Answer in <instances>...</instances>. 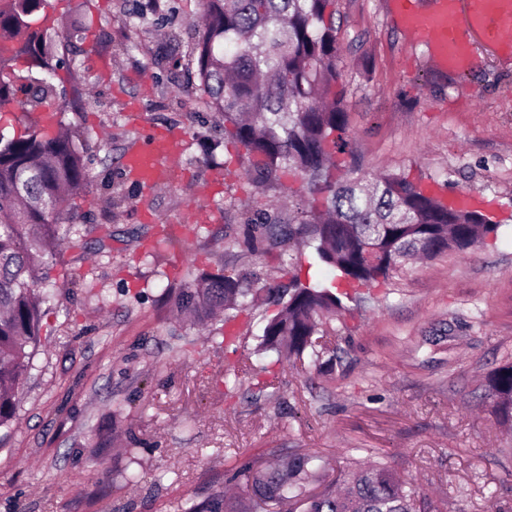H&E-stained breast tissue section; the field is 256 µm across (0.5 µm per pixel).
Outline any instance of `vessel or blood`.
<instances>
[{
  "mask_svg": "<svg viewBox=\"0 0 512 512\" xmlns=\"http://www.w3.org/2000/svg\"><path fill=\"white\" fill-rule=\"evenodd\" d=\"M385 6L398 30L423 41L439 73L465 74L478 41L512 55V0H386ZM181 149V137L156 132L124 165L133 181L150 188L168 181L166 163Z\"/></svg>",
  "mask_w": 512,
  "mask_h": 512,
  "instance_id": "1",
  "label": "vessel or blood"
}]
</instances>
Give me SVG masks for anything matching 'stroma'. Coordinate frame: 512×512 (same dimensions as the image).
Segmentation results:
<instances>
[{
  "instance_id": "35a3bbf8",
  "label": "stroma",
  "mask_w": 512,
  "mask_h": 512,
  "mask_svg": "<svg viewBox=\"0 0 512 512\" xmlns=\"http://www.w3.org/2000/svg\"><path fill=\"white\" fill-rule=\"evenodd\" d=\"M384 0H338V68L362 171L403 172L485 199L498 237L410 265L361 291L329 327L339 365L258 350L275 306L180 322L170 289L245 268L269 286L330 282L303 249L242 257L224 233L257 206L224 164L220 117L199 98L200 0H159L127 21L132 0H48L77 28L81 53L58 88L82 86L64 115L90 183L38 289L40 343L0 436V512H184L224 493L227 472L270 453L391 465L441 512H512V434L485 398L486 376L512 360V56L476 49L465 75L438 76L408 47ZM155 130L181 133L178 182L108 209L101 180ZM270 381L257 392L255 380ZM137 441L135 456L113 439Z\"/></svg>"
}]
</instances>
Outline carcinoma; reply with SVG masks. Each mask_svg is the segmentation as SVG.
<instances>
[{
    "label": "carcinoma",
    "instance_id": "obj_1",
    "mask_svg": "<svg viewBox=\"0 0 512 512\" xmlns=\"http://www.w3.org/2000/svg\"><path fill=\"white\" fill-rule=\"evenodd\" d=\"M337 0H202L204 27L197 43L198 90L224 120L225 164L242 162L255 193L267 195L288 176V210L244 212L231 243L252 254L288 242L312 250L315 263L335 271L328 285L291 278L286 288L266 289L279 307L258 347L289 358L307 354L319 367L327 322L355 302L352 288L386 282L406 260L464 251L496 235L501 224L483 212L452 211L427 186L397 172L367 180L348 134L343 91L338 89L340 49ZM47 0H6L0 6V123L12 107L66 111L54 82L58 69L76 66L64 22L46 12ZM84 152L59 119L40 120L0 133V429L14 426L17 394L31 367L43 297L35 276L56 256L64 208L87 186ZM256 272L203 273L173 291L177 316L205 324L248 305ZM491 413L512 424V362L487 380ZM319 458L294 454L265 468L243 464L249 501L224 495L185 512H252L256 502L283 501L288 488L317 477ZM303 512H434L384 462H352L332 484L302 501Z\"/></svg>",
    "mask_w": 512,
    "mask_h": 512
}]
</instances>
